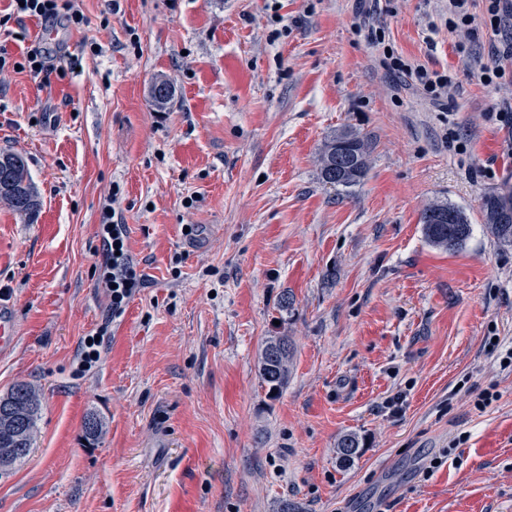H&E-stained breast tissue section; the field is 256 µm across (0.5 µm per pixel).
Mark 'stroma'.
Masks as SVG:
<instances>
[{
    "mask_svg": "<svg viewBox=\"0 0 512 512\" xmlns=\"http://www.w3.org/2000/svg\"><path fill=\"white\" fill-rule=\"evenodd\" d=\"M81 7L84 26L51 28L52 70H0V151L26 158L41 200L33 224L0 204L19 327L0 396L25 382L41 402L0 512H512V246L481 212L512 194V134L486 117L512 86L472 77L487 32L462 59L429 28L440 0L380 15L398 53L458 71L447 114L380 66L358 0ZM158 78L176 87L163 111ZM343 129L371 147L347 192L318 166ZM435 202L467 214L460 249L427 242ZM108 206L143 276L118 315ZM272 336L294 343L276 396L259 375ZM175 92V86L171 81L166 79L156 80L150 89L153 106L158 111L167 109L174 100Z\"/></svg>",
    "mask_w": 512,
    "mask_h": 512,
    "instance_id": "1",
    "label": "stroma"
}]
</instances>
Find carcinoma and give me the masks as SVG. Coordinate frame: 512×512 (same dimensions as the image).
<instances>
[{
	"label": "carcinoma",
	"mask_w": 512,
	"mask_h": 512,
	"mask_svg": "<svg viewBox=\"0 0 512 512\" xmlns=\"http://www.w3.org/2000/svg\"><path fill=\"white\" fill-rule=\"evenodd\" d=\"M174 84L166 79L153 83L150 97L153 106L165 110L175 96ZM348 159L350 167L343 177H333L336 170V157ZM370 148L368 142L357 133L343 129L331 135L324 143L319 155V171L322 182L336 188L351 189L365 177L369 164ZM0 174L11 182V189H0V202L25 217L28 223H35L40 215L41 205L32 184L25 158L17 153H0ZM481 210L485 224L492 236L501 244L512 245V200L488 194L481 198ZM441 211L451 216L447 224H435L433 213ZM426 239L435 247L454 251L462 247L471 233V224L467 215L458 207L446 202H436L423 209L420 218ZM293 358L292 343L287 336L269 338L260 354L259 375L268 387V392L277 395L288 383L290 364ZM29 384L18 383L7 394L8 400L24 406L27 427L33 431L40 406L39 398L29 401L20 394V388ZM360 441L354 434L342 436L337 443V454L343 463H349L358 454Z\"/></svg>",
	"instance_id": "obj_1"
}]
</instances>
